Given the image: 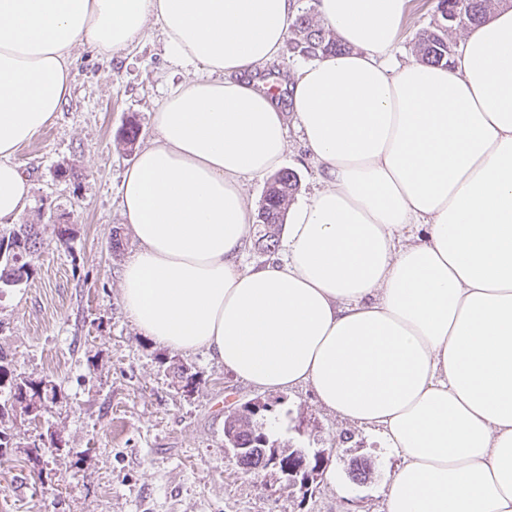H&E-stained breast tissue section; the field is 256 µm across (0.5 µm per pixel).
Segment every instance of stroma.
Instances as JSON below:
<instances>
[{
  "instance_id": "stroma-1",
  "label": "stroma",
  "mask_w": 512,
  "mask_h": 512,
  "mask_svg": "<svg viewBox=\"0 0 512 512\" xmlns=\"http://www.w3.org/2000/svg\"><path fill=\"white\" fill-rule=\"evenodd\" d=\"M437 3L406 0L396 61L415 58ZM188 75L166 60L154 25L111 58L80 46L69 98L16 155L33 185L23 221L44 230L34 277L0 288V350L13 355L15 375L52 379L59 399L38 421L0 427L13 442L12 469L0 474V512H385V488L401 460L386 455L371 431L328 411L310 388L259 393L201 351L180 355L199 383L192 393L178 391L164 364L170 350L142 336L123 309L125 258L113 254L111 234L120 231L126 253L135 250L119 207L135 153L119 133L132 119L147 141L158 101ZM284 166L299 177L297 200L319 188L318 167L293 127ZM61 168L74 178H58ZM63 216L72 222L66 245L54 232ZM256 398L268 405L260 419L279 445L334 449L308 491L266 471H243L225 448L228 411ZM52 436L59 454L30 461L32 446ZM354 458L374 466L364 483L348 472Z\"/></svg>"
}]
</instances>
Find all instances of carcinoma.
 <instances>
[{
  "instance_id": "1",
  "label": "carcinoma",
  "mask_w": 512,
  "mask_h": 512,
  "mask_svg": "<svg viewBox=\"0 0 512 512\" xmlns=\"http://www.w3.org/2000/svg\"><path fill=\"white\" fill-rule=\"evenodd\" d=\"M500 5H507V0H439L434 25L423 31L417 40L420 60L427 63L448 61L456 51L454 31L466 23L485 21ZM288 45L292 55L304 60L346 50L335 33L313 21L311 14L303 10L297 13L290 26ZM298 190L299 179L293 171L281 170L270 179L259 208L254 241V246L262 253H273L278 248L285 213ZM40 245V231L36 224H17L8 234H0V250L6 249L0 258V286H16L32 278L34 267L31 258ZM170 368L177 389L190 393L196 388L197 374L190 368L176 362L170 364ZM2 392L6 393V399L0 402V421L17 416L18 404L24 395L42 408L58 397L53 381L16 376L12 359L0 352ZM258 414L259 410L251 409L246 413L233 412L225 416L224 442L232 449L237 466L245 471H265L276 461L282 468H298L314 476L321 468L319 454L310 456L303 448L278 446L266 432L264 423L256 419ZM371 470V464L365 460L355 458L349 462L352 480L359 483L369 477Z\"/></svg>"
}]
</instances>
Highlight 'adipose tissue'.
Instances as JSON below:
<instances>
[{"label":"adipose tissue","instance_id":"obj_1","mask_svg":"<svg viewBox=\"0 0 512 512\" xmlns=\"http://www.w3.org/2000/svg\"><path fill=\"white\" fill-rule=\"evenodd\" d=\"M404 5L316 0L345 49L293 73L284 110L254 74L297 0H0V224L31 204L15 157L69 98L77 47L111 57L158 24L194 72L122 180L128 318L376 433L402 460L385 512H512V8L449 62L395 65ZM292 125L322 186L282 255L243 265V180L281 167Z\"/></svg>","mask_w":512,"mask_h":512}]
</instances>
